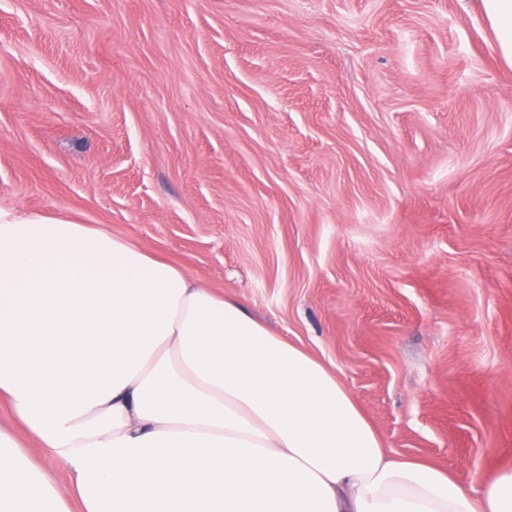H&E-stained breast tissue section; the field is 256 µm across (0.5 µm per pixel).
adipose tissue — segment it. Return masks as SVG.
Segmentation results:
<instances>
[{
  "mask_svg": "<svg viewBox=\"0 0 512 512\" xmlns=\"http://www.w3.org/2000/svg\"><path fill=\"white\" fill-rule=\"evenodd\" d=\"M481 6L512 65V0ZM1 404L0 512H512V466L464 483L392 456L325 363L68 219L0 210ZM24 448L25 453L41 468L47 477L55 484L63 486L67 484L68 476L66 471L55 463L52 459L46 457L40 448H36L35 443L30 441Z\"/></svg>",
  "mask_w": 512,
  "mask_h": 512,
  "instance_id": "ef3b65f1",
  "label": "adipose tissue"
}]
</instances>
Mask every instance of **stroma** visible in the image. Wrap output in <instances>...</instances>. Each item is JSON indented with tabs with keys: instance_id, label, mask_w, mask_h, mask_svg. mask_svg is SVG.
<instances>
[{
	"instance_id": "stroma-1",
	"label": "stroma",
	"mask_w": 512,
	"mask_h": 512,
	"mask_svg": "<svg viewBox=\"0 0 512 512\" xmlns=\"http://www.w3.org/2000/svg\"><path fill=\"white\" fill-rule=\"evenodd\" d=\"M0 208L238 301L394 456L512 465V67L479 0H0Z\"/></svg>"
}]
</instances>
